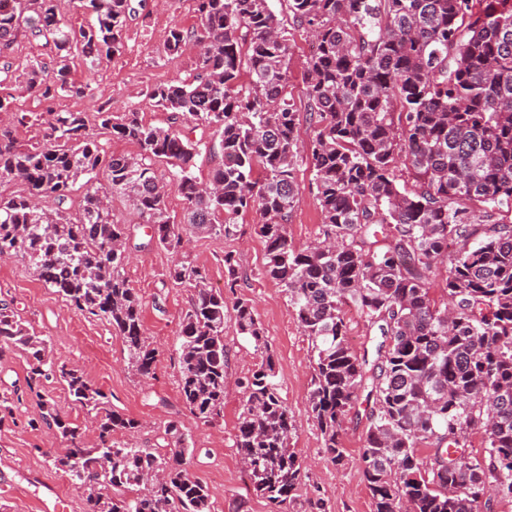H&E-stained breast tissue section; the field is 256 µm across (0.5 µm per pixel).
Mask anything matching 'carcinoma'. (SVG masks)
I'll return each instance as SVG.
<instances>
[{
    "label": "carcinoma",
    "instance_id": "cac0c4a2",
    "mask_svg": "<svg viewBox=\"0 0 512 512\" xmlns=\"http://www.w3.org/2000/svg\"><path fill=\"white\" fill-rule=\"evenodd\" d=\"M79 2L96 18L86 28L65 20L57 0H0L1 57L21 37L53 52L52 64L28 65L25 81L50 103L42 140L21 144L0 128V183L28 188L0 194V255L21 258L69 305L111 325L131 367L149 375L158 350L126 275L125 227L106 204L111 194L123 197L150 225V240L179 254L183 225L171 221L167 185L154 169L167 159L195 232L231 239L243 213H259L263 274L282 288L311 343L309 407L334 462L344 453L343 418L365 396L361 459L373 512H492L494 502L512 500V0H284L314 37L306 120L321 225L318 241L303 249L288 237L299 202L291 45L270 0H195L197 25L169 31V58L190 42L206 51L194 74L148 91L173 114L177 126L167 129L138 112L51 107L87 93L90 83L72 79L74 59L92 74L101 58L121 55L136 13L134 0ZM93 125L138 153L107 154ZM200 127L220 136L222 160L207 182L219 196L203 195L192 171L201 143L186 131ZM101 169L110 180L104 191L93 184ZM81 180L87 188L73 216L66 204ZM41 196L55 202L51 220L34 203ZM450 240L461 245L452 256ZM446 258L437 290L431 277ZM224 268L227 287L236 288L235 254L224 253ZM170 278L193 290L179 331L183 406L205 425L224 416L233 310L237 334L266 354L240 381L234 446L256 495L277 507L292 503L303 469L291 448L293 417L250 301L227 308L206 271L185 260ZM348 303L379 337L372 357L349 346ZM6 347L29 355V389L59 377L76 404L100 417L89 445L40 398L41 420L67 443L53 466L78 482L87 512H210L207 488L186 467L179 422L166 426L176 447L165 452L117 442L114 433L139 422L112 410L79 371L45 357L46 341L3 305L0 354ZM477 433L482 451L471 457Z\"/></svg>",
    "mask_w": 512,
    "mask_h": 512
}]
</instances>
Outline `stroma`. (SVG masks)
<instances>
[{"instance_id": "stroma-1", "label": "stroma", "mask_w": 512, "mask_h": 512, "mask_svg": "<svg viewBox=\"0 0 512 512\" xmlns=\"http://www.w3.org/2000/svg\"><path fill=\"white\" fill-rule=\"evenodd\" d=\"M197 22L194 0H144L136 18L128 23L123 54L102 62L94 75H87L82 60H75L72 76L90 80L85 96L57 98L59 111L92 113L98 106L113 112H139L147 124L166 128L171 116L146 94L148 87L187 77L196 66L193 48H185L175 59L165 51L172 27L192 28ZM292 45L289 83L298 109H305L304 73L310 52L308 32L289 25ZM12 109L0 112V127L13 128L17 139L33 143L42 137L39 126H22L18 115L40 113L46 104L26 91L24 81L13 82ZM296 176L300 201L288 226L289 236L300 248L316 240L321 213L316 186L306 152H299ZM116 219L128 225L133 247L126 268L133 288L143 299L146 334L159 356L149 376L142 377L128 366L123 344L106 322L87 317L63 301L16 258L0 259V303L17 318L50 342L48 357L58 365L83 372L109 397L114 410L138 420L134 435L117 433L115 441H132L142 448L164 442L169 421H179L184 434L186 467L209 489L211 512H273L272 506L248 488L243 461L234 446L235 426L242 409L240 378L249 375L262 360L252 343L228 330L226 343L228 381L224 393V417L212 425L202 424L182 406L179 394V325L190 307L193 292L173 284L169 270L174 256L157 245L147 244V230L120 196L110 199ZM259 216L248 211L239 219L235 238L189 234L185 253L189 260L208 272L211 288L225 292L227 302L243 296L250 300L271 347L282 396L293 415L292 443L304 463L303 485L290 512H372V500L363 477L360 455L367 426L365 401H358L340 432L345 450L341 462H332L311 416L308 393L312 370L311 344L304 336L293 308L279 285L263 274L265 245L255 233ZM233 252L239 264V282L233 293L225 291L224 254ZM28 358L17 349L0 355V395L19 393L13 419L0 423V506L5 512H41L46 486L58 494L59 512H85L84 496L78 484L56 470L46 457L64 453L66 444L55 428L39 423V398L51 401L57 412L79 425L88 440H95L96 424L86 410L73 402L64 381L45 383L41 395L26 386Z\"/></svg>"}]
</instances>
